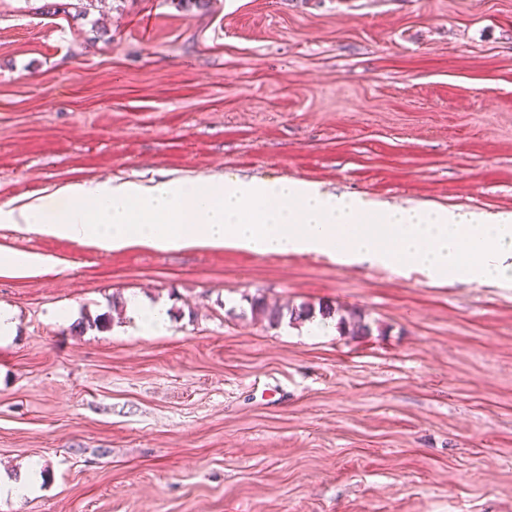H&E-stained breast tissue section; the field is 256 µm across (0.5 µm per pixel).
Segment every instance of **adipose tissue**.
I'll list each match as a JSON object with an SVG mask.
<instances>
[{"instance_id":"ef3b65f1","label":"adipose tissue","mask_w":512,"mask_h":512,"mask_svg":"<svg viewBox=\"0 0 512 512\" xmlns=\"http://www.w3.org/2000/svg\"><path fill=\"white\" fill-rule=\"evenodd\" d=\"M0 223L91 241L105 251L232 247L258 255L314 253L353 265L416 271L433 283L512 286V214L392 207L288 178L72 183L0 207Z\"/></svg>"}]
</instances>
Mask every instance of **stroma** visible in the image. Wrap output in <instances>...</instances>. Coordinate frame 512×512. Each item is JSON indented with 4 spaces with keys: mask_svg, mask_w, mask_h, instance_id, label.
Segmentation results:
<instances>
[{
    "mask_svg": "<svg viewBox=\"0 0 512 512\" xmlns=\"http://www.w3.org/2000/svg\"><path fill=\"white\" fill-rule=\"evenodd\" d=\"M0 0V205L73 182L288 177L512 213V0ZM0 275V512H512V288L297 253L25 233ZM169 306L142 335L113 296ZM330 304L366 336L252 320ZM102 328L74 331L81 317ZM50 265L51 259L48 257L0 250V275L32 277ZM252 318L266 321L270 326L279 325L288 316L289 323H302L314 318L315 312L309 304L298 306L271 305L261 297L248 298ZM39 471L40 466L33 462L29 465L27 474L20 476L17 480L2 481L0 479V497L20 502L33 496L40 487Z\"/></svg>",
    "mask_w": 512,
    "mask_h": 512,
    "instance_id": "stroma-1",
    "label": "stroma"
}]
</instances>
